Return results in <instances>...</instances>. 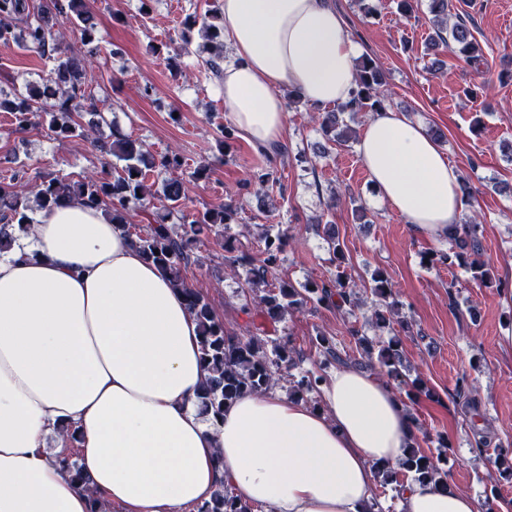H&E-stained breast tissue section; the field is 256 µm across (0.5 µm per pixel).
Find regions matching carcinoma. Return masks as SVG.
Wrapping results in <instances>:
<instances>
[{"mask_svg":"<svg viewBox=\"0 0 512 512\" xmlns=\"http://www.w3.org/2000/svg\"><path fill=\"white\" fill-rule=\"evenodd\" d=\"M428 13L435 35L432 47L448 49L470 65L481 61L482 48L474 36V29L461 15L448 21L449 0H428ZM65 21L79 35L86 53H76L64 46L63 35L55 30L60 21ZM198 33L212 44L213 51L203 63L207 77H221L224 63V24L221 9L214 7L203 15L188 14L182 21L179 34L180 47L172 48L166 57L167 66L178 70V56L192 43V33ZM101 41L97 25L92 22L86 0H42L39 6L30 0H0V42L21 46L53 62V67L40 84L28 81L24 90L9 91L0 87V111L9 112L15 118L16 129L24 130L32 125H47L58 137L83 135L88 129L105 121L103 113L90 112L94 119L82 123L83 102L92 97L87 89L92 83L95 59L100 56ZM383 70L369 57L357 61L355 88L352 99L332 110L317 116L319 128L327 140L346 142L356 139L351 128L344 127V116L354 118L359 112H376L386 108ZM346 131H341V128ZM105 153L122 162L118 174H113L112 162L104 160L90 173L73 179L54 175L42 181L35 193H29V185L19 175L12 182L0 185V254L11 249L14 233L31 231L36 211L76 201L87 207L104 208L112 220L126 225L129 204L137 202L146 208L154 200L165 201V208L174 210L188 197L185 182L178 177L164 180L162 192L152 190L147 184V174L156 168L176 170L182 165V157L170 153L155 160L140 142L116 132L114 140ZM261 191L274 189L284 193L283 185L274 170L265 168L256 176ZM238 207L233 201L224 203L219 209H206L179 230L163 221L146 225L142 233L134 234V242L141 253L153 261L172 283L185 294L190 313L197 321L201 360L207 372L204 385L199 392L202 412L212 423L224 418V408L240 397L265 392L280 381L291 376L297 366L290 341L282 337L262 338V329H246L240 335L230 334L224 323L218 320L205 296L191 287L184 276V269L191 262H199L194 256L198 237L216 225L229 228L238 223ZM482 228L480 215L470 222L448 233L447 247L427 252L422 256L426 265L439 264L450 269L464 268L471 273L474 282L481 286H494L500 292L512 287L495 277L493 270L477 260L482 251ZM324 236L331 261L336 263V274L320 281H308L296 285L290 281L272 282L287 245V236L282 232H266L260 253L255 258L237 256L232 259L230 272L237 266L246 267L247 303L243 311L251 309L277 322L303 310L309 304L318 307L334 306L344 310L354 322L364 321L378 330H388L389 336L369 339L351 326V335L370 359L368 366L379 369L390 385L406 392L413 402L424 392L425 383L420 377L409 378L405 373L402 337L414 333L413 321L403 314L404 304L394 282L381 270L375 271L370 281L359 286L349 281L341 271L345 254L336 236L335 226L324 225ZM375 298L369 311L361 310V294ZM323 359L320 369L342 361L335 344L325 336L318 338ZM323 375L311 372L289 381L288 395L307 400L318 391ZM447 438H439L437 453L427 454L416 446L404 449L403 457L396 466L376 467L378 483L382 486L400 485V476L415 481H427L441 486L448 484ZM62 468L72 479L89 490L90 512H105L97 492L89 489L88 477L83 464L67 457H58ZM490 463L502 480L512 482V448H501L490 458ZM197 512H253L252 505L236 496L228 485H219L209 500L198 506Z\"/></svg>","mask_w":512,"mask_h":512,"instance_id":"cac0c4a2","label":"carcinoma"}]
</instances>
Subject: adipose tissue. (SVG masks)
Masks as SVG:
<instances>
[{"mask_svg":"<svg viewBox=\"0 0 512 512\" xmlns=\"http://www.w3.org/2000/svg\"><path fill=\"white\" fill-rule=\"evenodd\" d=\"M219 92L237 130L261 147L287 129L281 88L314 108L350 98L360 46L331 0H221ZM357 152L380 200L419 237L459 220L461 173L405 113H370ZM206 372L182 292L124 228L76 202L41 210L0 254V512H89L95 489L120 512H183L219 484L266 512H365L375 466L397 463L417 425L394 389L339 366L320 404L269 390L212 423ZM75 427L89 488L45 451ZM223 466H216V456ZM399 512H481L476 495L410 481Z\"/></svg>","mask_w":512,"mask_h":512,"instance_id":"adipose-tissue-1","label":"adipose tissue"}]
</instances>
